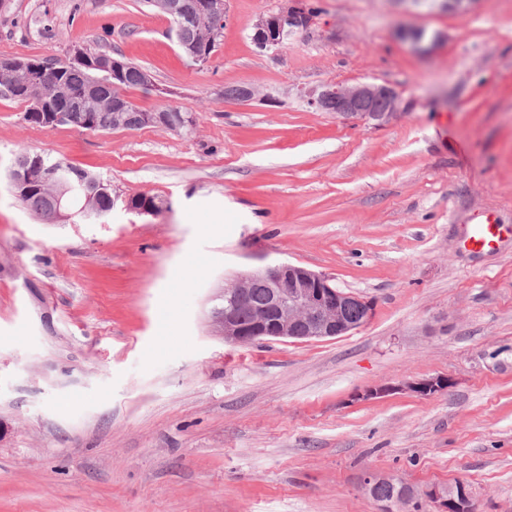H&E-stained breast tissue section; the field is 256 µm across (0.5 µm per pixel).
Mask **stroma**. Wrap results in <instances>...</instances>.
Returning <instances> with one entry per match:
<instances>
[{
  "label": "stroma",
  "instance_id": "obj_1",
  "mask_svg": "<svg viewBox=\"0 0 512 512\" xmlns=\"http://www.w3.org/2000/svg\"><path fill=\"white\" fill-rule=\"evenodd\" d=\"M314 7L280 49L260 16ZM192 62L144 0H10L0 59L109 51L152 77L143 109L190 133L27 122L0 94V512H377L364 478L470 485L512 512V0H227ZM439 33L433 59L398 28ZM385 84L374 128L301 90ZM247 86L255 99L225 97ZM170 209L49 223L13 193L19 151ZM495 212V249L463 247ZM290 262L374 304L326 340L225 342L226 279ZM453 381L421 397L402 383ZM379 385L395 393L366 400Z\"/></svg>",
  "mask_w": 512,
  "mask_h": 512
}]
</instances>
